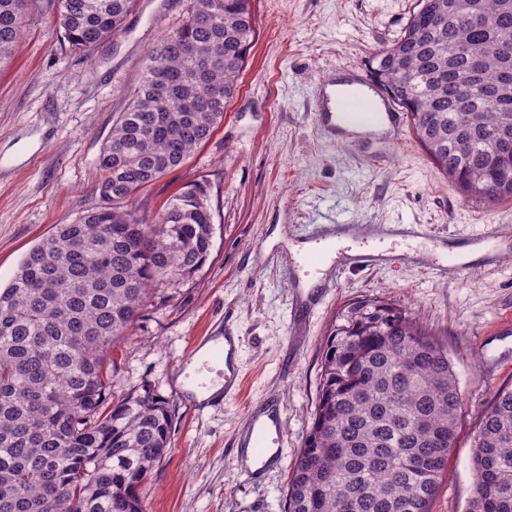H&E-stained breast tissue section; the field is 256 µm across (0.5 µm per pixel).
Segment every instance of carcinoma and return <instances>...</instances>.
<instances>
[{
	"instance_id": "carcinoma-1",
	"label": "carcinoma",
	"mask_w": 512,
	"mask_h": 512,
	"mask_svg": "<svg viewBox=\"0 0 512 512\" xmlns=\"http://www.w3.org/2000/svg\"><path fill=\"white\" fill-rule=\"evenodd\" d=\"M54 2L75 53L117 34L132 5ZM25 3L0 0V63L20 45ZM255 35L252 0H190L112 124L100 204L56 225L0 288V512H145L140 488L169 453L171 415L149 391L113 395L109 361L153 291L205 264L213 224L198 184L152 216L128 202L224 120ZM509 72L512 0H418L372 66L436 167L490 202L512 198ZM461 407L448 352L415 317L379 298L349 303L321 358L285 512H430ZM466 512H512V383L481 416Z\"/></svg>"
}]
</instances>
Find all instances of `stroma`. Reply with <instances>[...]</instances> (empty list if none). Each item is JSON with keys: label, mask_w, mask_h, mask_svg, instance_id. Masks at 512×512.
<instances>
[{"label": "stroma", "mask_w": 512, "mask_h": 512, "mask_svg": "<svg viewBox=\"0 0 512 512\" xmlns=\"http://www.w3.org/2000/svg\"><path fill=\"white\" fill-rule=\"evenodd\" d=\"M189 0H135L123 29L75 54L60 43L50 0H30L19 52L0 66V287L55 225L99 205L98 157L142 74V59L177 25ZM416 0H253L256 38L224 121L184 163L132 200L155 213L198 182L212 214L203 267L159 288L113 355L112 392L151 390L172 414L171 452L143 488L146 512H284L292 465L312 421L319 369L338 312L380 298L417 317L454 363L463 404L447 474L430 512H465L473 442L497 388L512 382V199L464 197L414 135L394 143L381 129L344 140L314 119L320 82L370 69L404 33ZM321 224H421L426 237L398 241L412 263L351 268L295 319L293 243ZM495 249L442 281L424 264L435 240ZM241 339L244 398L213 407L188 391L192 337ZM283 407L284 468L257 482L236 469L233 438L248 402Z\"/></svg>", "instance_id": "1"}]
</instances>
